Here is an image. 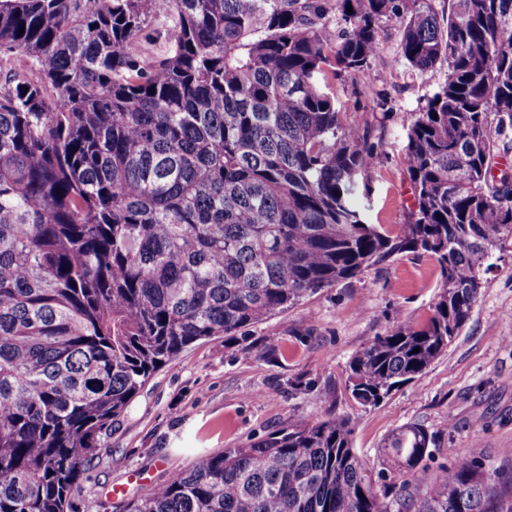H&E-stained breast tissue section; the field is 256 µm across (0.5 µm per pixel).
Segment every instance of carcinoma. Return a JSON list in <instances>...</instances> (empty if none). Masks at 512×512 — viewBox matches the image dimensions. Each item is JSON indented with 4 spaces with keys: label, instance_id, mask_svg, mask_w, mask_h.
I'll return each mask as SVG.
<instances>
[{
    "label": "carcinoma",
    "instance_id": "obj_1",
    "mask_svg": "<svg viewBox=\"0 0 512 512\" xmlns=\"http://www.w3.org/2000/svg\"><path fill=\"white\" fill-rule=\"evenodd\" d=\"M389 21L411 73L447 69L410 116L396 235L355 205L381 151L328 81L369 69ZM511 134L512 0H0V512H69L160 367L403 252L439 265L433 313L374 337L348 388L375 407L422 376L512 242ZM353 431L328 416L202 454L128 512H512L468 455L416 496L423 426L386 439L389 475ZM170 23L165 19L152 21L145 29V35L142 39V49L146 54H151L153 59H157L162 53L163 46L167 42ZM145 39L150 44L145 42Z\"/></svg>",
    "mask_w": 512,
    "mask_h": 512
}]
</instances>
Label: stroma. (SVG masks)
I'll list each match as a JSON object with an SVG mask.
<instances>
[{
    "instance_id": "obj_1",
    "label": "stroma",
    "mask_w": 512,
    "mask_h": 512,
    "mask_svg": "<svg viewBox=\"0 0 512 512\" xmlns=\"http://www.w3.org/2000/svg\"><path fill=\"white\" fill-rule=\"evenodd\" d=\"M399 44L398 24L387 23L370 70L331 82L348 120L368 127L382 147V163L368 174L369 194L359 206L369 223L393 234L414 204L404 165L409 118L446 74L442 68L410 74L398 61ZM483 280L447 352L376 407L351 397L349 363L397 321L416 327L430 318L442 279L437 263L421 253L372 265L250 328L248 341L278 338V351L267 359H255L248 341L229 345L220 336L187 348L152 375L108 430L72 498L74 512H125L128 501L189 470L198 453L235 448L330 413L352 419L353 446L377 469L388 464L385 439L421 424L437 435V461L472 455L512 472L499 454L512 448V245Z\"/></svg>"
}]
</instances>
